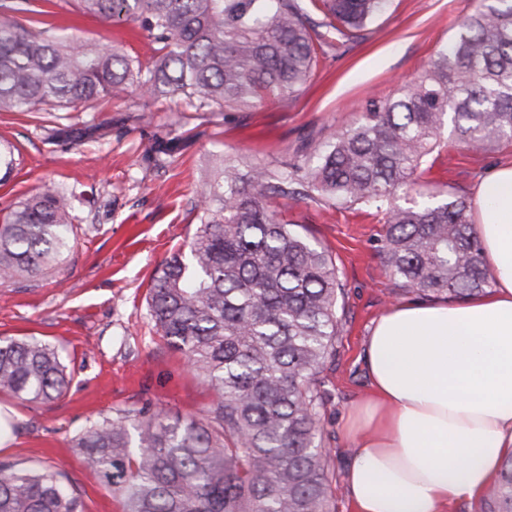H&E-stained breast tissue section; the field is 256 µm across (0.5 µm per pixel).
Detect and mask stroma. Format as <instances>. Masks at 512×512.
Instances as JSON below:
<instances>
[{
	"label": "stroma",
	"instance_id": "obj_1",
	"mask_svg": "<svg viewBox=\"0 0 512 512\" xmlns=\"http://www.w3.org/2000/svg\"><path fill=\"white\" fill-rule=\"evenodd\" d=\"M480 0H390L363 39L323 59L294 96H273L246 109L208 112L187 103L132 96L71 109L0 112V141L20 164L0 183V210L52 180L81 192L78 241L61 270L0 286V338L34 337L56 348L71 378L48 403L0 394L13 411V440L0 460L46 466L76 489L84 512H121L110 488L87 469L72 439L118 409L147 406L200 416L209 388L170 349L149 315L150 277L197 228L194 189L221 150L254 165L293 161L304 146L349 127L369 97L386 99L413 79ZM62 35H77L145 55L150 39L138 23L112 24L78 11L74 0H44ZM174 135L168 154L150 155L155 138ZM512 164V145L474 154H442L424 178L468 192L478 174ZM288 222L329 249L345 286L336 357L320 378L327 398L320 448L336 474L350 455L341 419L369 391L364 345L373 322L399 303L376 250L382 226L362 209L338 210L281 199Z\"/></svg>",
	"mask_w": 512,
	"mask_h": 512
}]
</instances>
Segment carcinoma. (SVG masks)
<instances>
[{
	"mask_svg": "<svg viewBox=\"0 0 512 512\" xmlns=\"http://www.w3.org/2000/svg\"><path fill=\"white\" fill-rule=\"evenodd\" d=\"M388 0H77L105 21H136L154 44L121 49L17 13L0 0V112L75 108L139 94L250 107L299 92L321 58L364 35ZM512 141V0H483L427 66L302 163L242 168L219 151L197 187L196 232L152 275L155 326L216 399L201 418L119 409L72 440L122 512H331L333 459L319 448V374L336 356L344 284L328 249L278 219L272 202L371 211L378 253L399 290L466 298L491 287L465 195L421 181L448 143L486 153ZM18 166L0 142V171ZM74 194L49 181L0 211V284L57 269L77 240ZM58 351L0 339V392L63 397ZM0 512H83L57 472L0 462ZM487 512H512V456Z\"/></svg>",
	"mask_w": 512,
	"mask_h": 512,
	"instance_id": "1",
	"label": "carcinoma"
}]
</instances>
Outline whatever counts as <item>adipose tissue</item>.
Listing matches in <instances>:
<instances>
[{"label": "adipose tissue", "instance_id": "ef3b65f1", "mask_svg": "<svg viewBox=\"0 0 512 512\" xmlns=\"http://www.w3.org/2000/svg\"><path fill=\"white\" fill-rule=\"evenodd\" d=\"M473 196L492 287L399 303L366 339L370 390L342 424L355 512H447L512 454V166L485 171Z\"/></svg>", "mask_w": 512, "mask_h": 512}]
</instances>
